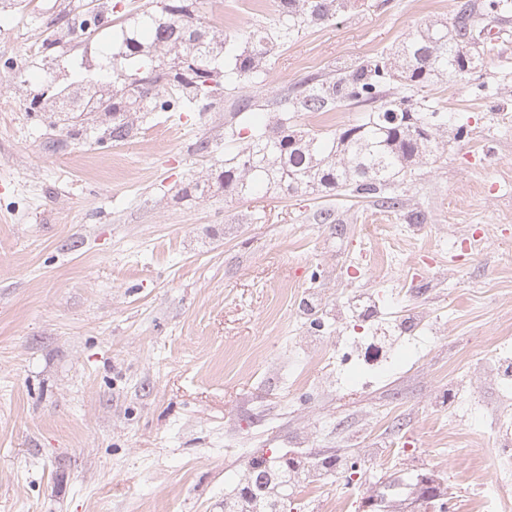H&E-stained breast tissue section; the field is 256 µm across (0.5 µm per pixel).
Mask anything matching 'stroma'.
<instances>
[{
	"instance_id": "35a3bbf8",
	"label": "stroma",
	"mask_w": 512,
	"mask_h": 512,
	"mask_svg": "<svg viewBox=\"0 0 512 512\" xmlns=\"http://www.w3.org/2000/svg\"><path fill=\"white\" fill-rule=\"evenodd\" d=\"M152 2L0 10V512H224L230 478L261 455L341 456L363 492L400 478L392 512H418L408 491L430 461L452 512H501L481 485L512 437L498 415L512 386L488 373L512 358V13L487 33L480 73L425 91L467 135L392 186L390 210L312 190H182L223 169L240 99L341 73L457 0H359L279 45L262 89L240 85L202 114L152 113L121 143L48 135L31 95L100 71L101 44ZM101 6L111 25L73 33ZM198 14L231 37L275 25L277 2L200 0ZM342 289L387 296L375 336L401 335L405 311L431 317L389 376L340 395L339 358L310 365L278 340L310 335L305 302L334 309ZM292 373L313 396L288 393Z\"/></svg>"
}]
</instances>
